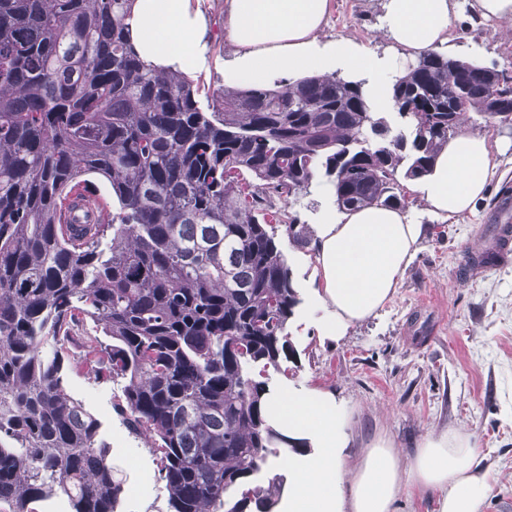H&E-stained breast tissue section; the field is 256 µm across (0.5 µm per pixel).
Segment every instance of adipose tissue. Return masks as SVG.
<instances>
[{
    "label": "adipose tissue",
    "instance_id": "adipose-tissue-1",
    "mask_svg": "<svg viewBox=\"0 0 512 512\" xmlns=\"http://www.w3.org/2000/svg\"><path fill=\"white\" fill-rule=\"evenodd\" d=\"M329 6L330 0H228L235 52L224 64L225 85L246 88L274 77L344 71L366 80L379 108L390 107L395 62L350 39L321 41ZM456 8V0H384L382 28L415 58L447 48ZM128 24L147 64L188 75L202 68L206 21L193 0H136ZM494 172L487 137L463 130L449 138L417 190L432 214L448 220L474 210ZM315 234V296L328 312L319 334L335 339L392 298L425 228L404 211L372 206L326 210ZM266 407L272 427L310 447L302 457L283 449L274 462L294 475L281 492L279 512H392L400 496L412 493L436 496L438 512L483 510L490 474L464 429L426 436L405 458L380 437L350 465L344 457L350 417L332 392L288 390L269 395Z\"/></svg>",
    "mask_w": 512,
    "mask_h": 512
}]
</instances>
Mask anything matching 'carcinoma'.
Segmentation results:
<instances>
[{
    "mask_svg": "<svg viewBox=\"0 0 512 512\" xmlns=\"http://www.w3.org/2000/svg\"><path fill=\"white\" fill-rule=\"evenodd\" d=\"M134 0H0V512H116L124 482L67 370L120 383L114 409L146 440L171 512H272L260 474L285 436L263 375L288 374L301 303L277 240L309 229L288 204L320 176L340 211L404 209L398 175L428 172L465 115L491 125L497 69L439 52L395 76L415 105L391 134L363 82L337 74L204 92L144 63ZM84 175L105 216L64 220ZM469 258L494 264L508 243ZM94 329L87 328L88 323Z\"/></svg>",
    "mask_w": 512,
    "mask_h": 512,
    "instance_id": "cac0c4a2",
    "label": "carcinoma"
}]
</instances>
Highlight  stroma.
Returning a JSON list of instances; mask_svg holds the SVG:
<instances>
[{
    "mask_svg": "<svg viewBox=\"0 0 512 512\" xmlns=\"http://www.w3.org/2000/svg\"><path fill=\"white\" fill-rule=\"evenodd\" d=\"M200 7L210 65L199 79L220 92L224 63L234 53L224 34L226 0H200ZM382 13V0H331L319 37L350 38L377 56H401L381 30ZM449 44L452 58L475 56L482 65L512 73V34L493 22L473 25L468 8L457 12ZM467 119L469 130L486 135L491 145L496 170L488 194L472 213L445 221L408 192L407 210L415 223L427 225V234L394 296L375 316L339 338L320 336L327 312L305 295L314 278V249L282 240L304 298L289 324L297 361L291 375L270 372L269 385L335 393L351 417V460L381 434L405 458L425 435L465 429L491 474L483 512H500L502 501L512 500V255L474 274H463L461 263L465 253L489 247L490 225L512 224V125L492 128L473 112ZM67 389L100 420L118 477L138 491L122 498L118 512H170L145 440L130 433L114 410L118 385L85 369L68 374Z\"/></svg>",
    "mask_w": 512,
    "mask_h": 512,
    "instance_id": "35a3bbf8",
    "label": "stroma"
}]
</instances>
